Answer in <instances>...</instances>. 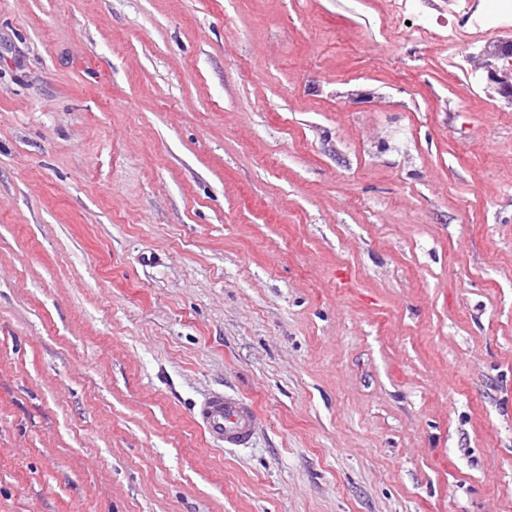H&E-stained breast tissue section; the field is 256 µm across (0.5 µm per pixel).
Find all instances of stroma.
<instances>
[{"instance_id": "1", "label": "stroma", "mask_w": 512, "mask_h": 512, "mask_svg": "<svg viewBox=\"0 0 512 512\" xmlns=\"http://www.w3.org/2000/svg\"><path fill=\"white\" fill-rule=\"evenodd\" d=\"M388 3L0 0V512H512V95ZM196 418L209 437L225 448L247 447L258 426L253 404L223 393H215L201 403Z\"/></svg>"}]
</instances>
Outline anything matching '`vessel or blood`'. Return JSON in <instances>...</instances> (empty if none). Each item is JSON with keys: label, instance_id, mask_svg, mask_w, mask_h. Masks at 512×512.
Segmentation results:
<instances>
[{"label": "vessel or blood", "instance_id": "1", "mask_svg": "<svg viewBox=\"0 0 512 512\" xmlns=\"http://www.w3.org/2000/svg\"><path fill=\"white\" fill-rule=\"evenodd\" d=\"M196 417L209 437L227 448L248 446L258 426L253 404L223 393L213 394L201 403Z\"/></svg>", "mask_w": 512, "mask_h": 512}]
</instances>
